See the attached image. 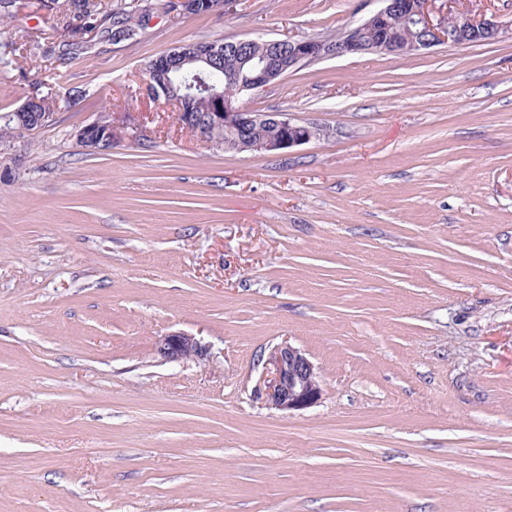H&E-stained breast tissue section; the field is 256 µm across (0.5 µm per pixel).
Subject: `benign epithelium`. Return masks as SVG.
<instances>
[{"mask_svg": "<svg viewBox=\"0 0 512 512\" xmlns=\"http://www.w3.org/2000/svg\"><path fill=\"white\" fill-rule=\"evenodd\" d=\"M381 6L361 24L342 30L335 38L277 39L274 45L288 48L286 57L270 54L252 64L249 78L239 82L227 78V84L235 90L226 94L211 89L208 95L212 110L202 118L205 127L224 128V139H200L210 146L226 152L243 150L280 152L310 141L315 132L287 112H251L240 105L239 99L276 83L290 72L315 61L345 55L384 53L404 56L437 46L496 41L502 28L491 19H477L464 11L450 10L443 18H433L432 3L435 0H378ZM398 19L406 21L416 31L404 38L381 36L368 38L369 30H391ZM215 50H205L189 58L165 53L156 58L155 71L148 74L145 91L154 98H164L176 107H182L181 97L173 90V75L199 62L211 64ZM265 126L278 129L275 135L264 138L251 136L254 129ZM141 141L148 138L147 129L130 113H107L85 125L77 133V142L88 151L99 150L101 141L114 144L122 139ZM155 351L163 360L180 362L204 359L208 347L200 339L182 332H171L159 337ZM262 395L266 403L281 411H299L315 405L323 395L317 372L312 362L291 344L274 346L266 359V375Z\"/></svg>", "mask_w": 512, "mask_h": 512, "instance_id": "1", "label": "benign epithelium"}]
</instances>
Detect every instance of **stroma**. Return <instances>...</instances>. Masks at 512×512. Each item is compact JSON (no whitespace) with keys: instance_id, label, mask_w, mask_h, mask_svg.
Here are the masks:
<instances>
[{"instance_id":"1","label":"stroma","mask_w":512,"mask_h":512,"mask_svg":"<svg viewBox=\"0 0 512 512\" xmlns=\"http://www.w3.org/2000/svg\"><path fill=\"white\" fill-rule=\"evenodd\" d=\"M376 0H235L0 70V512H512V0L491 44L327 58L246 96L321 130L226 153L145 94L181 44L327 37ZM38 0L0 42L65 39ZM132 112L149 147L76 133ZM199 338L167 362L159 336ZM321 401L271 408L281 342ZM155 351L163 360L169 362L198 361L208 356V347L200 339L182 332L160 336L156 341Z\"/></svg>"}]
</instances>
